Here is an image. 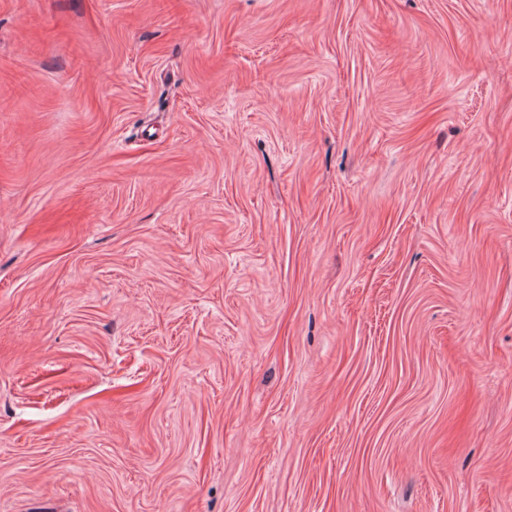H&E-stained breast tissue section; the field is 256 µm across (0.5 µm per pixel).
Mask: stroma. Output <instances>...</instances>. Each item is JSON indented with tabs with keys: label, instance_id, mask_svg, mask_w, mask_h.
Listing matches in <instances>:
<instances>
[{
	"label": "stroma",
	"instance_id": "1",
	"mask_svg": "<svg viewBox=\"0 0 512 512\" xmlns=\"http://www.w3.org/2000/svg\"><path fill=\"white\" fill-rule=\"evenodd\" d=\"M0 512H512V0H0Z\"/></svg>",
	"mask_w": 512,
	"mask_h": 512
}]
</instances>
